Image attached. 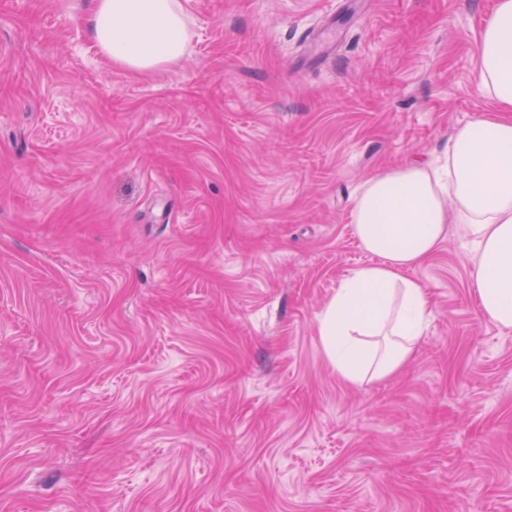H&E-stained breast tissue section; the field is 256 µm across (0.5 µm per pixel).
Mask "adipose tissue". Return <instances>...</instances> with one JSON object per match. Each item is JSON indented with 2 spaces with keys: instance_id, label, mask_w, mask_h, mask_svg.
I'll list each match as a JSON object with an SVG mask.
<instances>
[{
  "instance_id": "obj_1",
  "label": "adipose tissue",
  "mask_w": 512,
  "mask_h": 512,
  "mask_svg": "<svg viewBox=\"0 0 512 512\" xmlns=\"http://www.w3.org/2000/svg\"><path fill=\"white\" fill-rule=\"evenodd\" d=\"M183 0H92L89 24L112 65L150 73L178 64L190 40ZM479 89L497 111L456 129L444 162L367 179L352 222L375 263L342 279L318 318L324 355L346 383L391 376L411 358L432 315L408 272L457 234L484 317L512 329V0H496L477 51Z\"/></svg>"
}]
</instances>
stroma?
<instances>
[{"label": "stroma", "mask_w": 512, "mask_h": 512, "mask_svg": "<svg viewBox=\"0 0 512 512\" xmlns=\"http://www.w3.org/2000/svg\"><path fill=\"white\" fill-rule=\"evenodd\" d=\"M495 2L188 0L133 75L91 0H0V512H512V329L457 235L397 374L317 334L361 184L494 112Z\"/></svg>", "instance_id": "1"}]
</instances>
